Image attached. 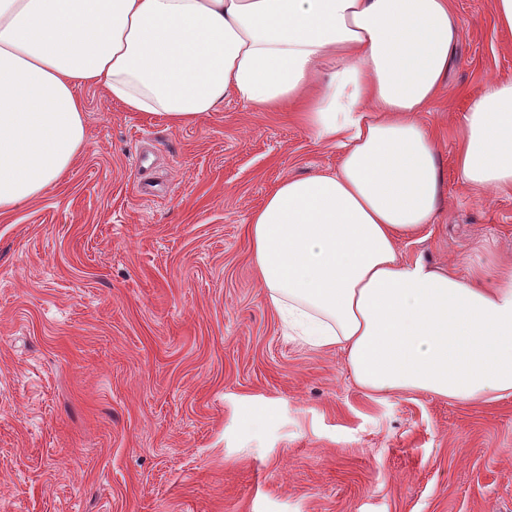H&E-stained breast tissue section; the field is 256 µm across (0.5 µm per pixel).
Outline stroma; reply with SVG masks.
Returning <instances> with one entry per match:
<instances>
[{
    "mask_svg": "<svg viewBox=\"0 0 512 512\" xmlns=\"http://www.w3.org/2000/svg\"><path fill=\"white\" fill-rule=\"evenodd\" d=\"M453 8L448 87L422 115L438 218L399 254L489 286L512 264V190L462 185L457 122L512 80V36L493 0ZM80 95L65 179L0 215V512H512V397L367 393L286 336L255 279L252 213L334 148L235 98L174 128Z\"/></svg>",
    "mask_w": 512,
    "mask_h": 512,
    "instance_id": "obj_1",
    "label": "stroma"
}]
</instances>
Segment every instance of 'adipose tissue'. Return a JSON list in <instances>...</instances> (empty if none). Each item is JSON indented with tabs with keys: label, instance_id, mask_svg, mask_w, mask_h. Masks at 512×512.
Wrapping results in <instances>:
<instances>
[{
	"label": "adipose tissue",
	"instance_id": "ef3b65f1",
	"mask_svg": "<svg viewBox=\"0 0 512 512\" xmlns=\"http://www.w3.org/2000/svg\"><path fill=\"white\" fill-rule=\"evenodd\" d=\"M460 39L450 0H0V215L69 172L86 142L78 91L171 126L225 99L292 104L335 169L283 178L250 218L270 307L311 348L342 352L384 396H512V268L492 286L417 258L442 179L420 114ZM465 185L512 189V80L459 119Z\"/></svg>",
	"mask_w": 512,
	"mask_h": 512
}]
</instances>
